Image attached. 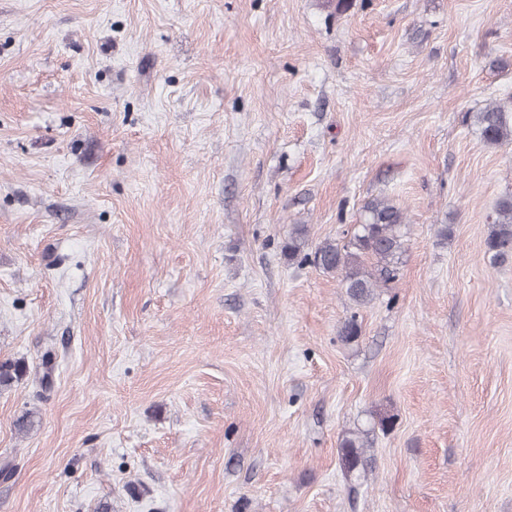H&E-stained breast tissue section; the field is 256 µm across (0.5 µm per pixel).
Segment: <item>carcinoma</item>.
I'll return each mask as SVG.
<instances>
[{"label": "carcinoma", "instance_id": "cac0c4a2", "mask_svg": "<svg viewBox=\"0 0 512 512\" xmlns=\"http://www.w3.org/2000/svg\"><path fill=\"white\" fill-rule=\"evenodd\" d=\"M474 118L486 143L512 142V100L494 102L475 113ZM307 234V225H294L288 244L284 246L288 259L298 258L302 263H312L327 273L337 274L350 301L363 306L374 298L377 289L397 277L407 234L406 215L400 207L386 200H375L366 206L363 222L354 225L345 243L325 240L314 252L305 253ZM487 247L495 263L503 264L512 259V195L501 198L495 207ZM26 370L21 360L0 361V387L21 380ZM340 448L347 474L359 476L367 472L368 458L360 433H347Z\"/></svg>", "mask_w": 512, "mask_h": 512}]
</instances>
